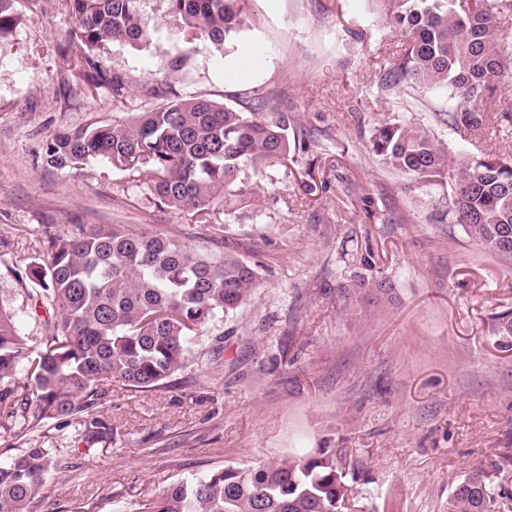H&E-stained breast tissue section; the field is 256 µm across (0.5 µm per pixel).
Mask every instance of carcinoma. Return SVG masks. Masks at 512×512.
I'll use <instances>...</instances> for the list:
<instances>
[{
  "label": "carcinoma",
  "mask_w": 512,
  "mask_h": 512,
  "mask_svg": "<svg viewBox=\"0 0 512 512\" xmlns=\"http://www.w3.org/2000/svg\"><path fill=\"white\" fill-rule=\"evenodd\" d=\"M147 0H64L77 25L56 52L76 57L88 85L107 87L120 102L121 77L101 56L114 42L141 47L151 40ZM382 17L407 40L404 53L378 73L385 90L451 91L442 122L474 133L495 111L498 83L512 75V0H376ZM22 0H0V39L19 21ZM247 0H168L188 41L228 51L239 42ZM278 98L261 90L235 106L200 95H175L126 122L59 133L40 164L77 169L106 157L126 171L150 166V193L179 212L224 208L246 196L247 171L263 172L303 147ZM375 157L415 182L448 179V216L485 251L512 260L500 247L512 230V155L488 154L459 164L435 133L417 123L385 120L374 129ZM29 296L51 310L37 344L21 334L0 297V418L23 429L71 421L80 440H107L112 428L92 410L112 380L152 391L188 367L192 340L206 323L250 302L258 272L238 256L212 258L171 239L130 233L116 224L79 226L47 237L25 264ZM359 304L392 298L383 280L350 287ZM25 378L14 381L17 373ZM36 403L37 414L27 416ZM60 469L56 448L35 446L0 462V512H28L32 495ZM358 464L347 448L262 464L227 466L171 484L136 504L135 512H336ZM456 483L448 512H494L496 485L481 472Z\"/></svg>",
  "instance_id": "obj_1"
}]
</instances>
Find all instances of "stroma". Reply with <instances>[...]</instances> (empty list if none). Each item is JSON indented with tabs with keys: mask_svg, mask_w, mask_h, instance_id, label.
I'll list each match as a JSON object with an SVG mask.
<instances>
[{
	"mask_svg": "<svg viewBox=\"0 0 512 512\" xmlns=\"http://www.w3.org/2000/svg\"><path fill=\"white\" fill-rule=\"evenodd\" d=\"M146 10L151 43H115L104 57L126 82L122 108L56 55L76 24L60 0H29L0 40V296L39 340L19 270L42 239L78 224L239 256L256 265L257 287L202 328L166 387L105 383L110 442L75 440L70 426L0 429L1 461L40 443L60 451L29 512H132L177 480L318 448L362 462L343 512H448L454 485L479 469L502 486L496 512H512V262L431 220L447 183L413 187L370 151L374 127L395 118L432 129L459 162L512 154V122L491 115L465 135L435 119L447 92L383 91L378 72L406 40L368 0H250L242 47L225 55L183 42L167 0ZM176 57L183 67L158 72ZM160 84L230 105L264 89L308 150L248 174L251 206L226 214L177 213L104 157L77 171L40 165L55 133L126 121L155 106L148 91ZM360 278L388 281L392 301H352Z\"/></svg>",
	"mask_w": 512,
	"mask_h": 512,
	"instance_id": "1",
	"label": "stroma"
}]
</instances>
